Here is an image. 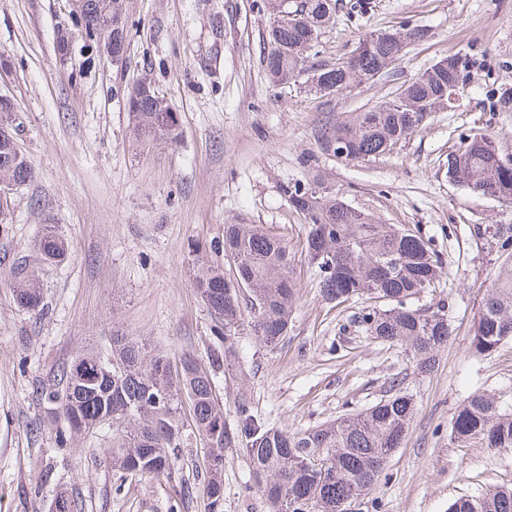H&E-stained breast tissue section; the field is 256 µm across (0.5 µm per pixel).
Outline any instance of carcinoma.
I'll return each mask as SVG.
<instances>
[{
	"instance_id": "cac0c4a2",
	"label": "carcinoma",
	"mask_w": 512,
	"mask_h": 512,
	"mask_svg": "<svg viewBox=\"0 0 512 512\" xmlns=\"http://www.w3.org/2000/svg\"><path fill=\"white\" fill-rule=\"evenodd\" d=\"M112 2V52L125 59L124 0ZM282 0H270L275 25L271 26L266 53V74L283 84L304 71V62L322 31L334 23L336 0H300L288 12L305 14L300 21L281 15ZM419 28L370 33L359 41L357 55L342 70L324 64L313 71L315 88L349 85L388 73L400 59L406 43L423 39ZM436 75L424 71L404 89L407 108L397 109L396 99L364 112H349L318 126L323 151L338 141L354 161L385 154L387 147L409 138L424 124V115L412 107L429 102L443 90L463 80L466 61L456 55ZM127 108L134 110L133 132L143 139H168L177 122L161 126L154 114L169 109L147 82L129 92ZM448 177L481 195L496 193L512 204V160L504 159L487 133L464 138L448 153ZM290 204L308 217L305 251L318 272L317 288L323 300L341 304L370 296L385 304L363 314L367 335L401 345L410 353L415 369L424 374L435 368L436 356L450 335L445 306L428 311L413 300L435 287L442 262L429 241L410 229L381 224L347 205L329 191H316L297 183L284 185ZM477 239L487 236L499 260L493 283L474 323L472 353L488 356L512 338V224H476ZM46 260L65 256V242L46 234L37 242ZM224 260L232 276L220 266H201L194 287L207 308L224 322V331L243 325L244 312L252 314L251 333L266 345L288 333L298 283L288 242L258 224L224 225ZM247 293L240 296L234 282ZM13 292L17 303L31 311L41 303L40 292L30 284L28 266L15 267ZM227 362L222 351L211 354L206 369L192 357L174 363L167 353L143 340L115 330L110 353L93 350L62 367L53 380L37 388L54 420L56 443L70 444L73 437L112 429V470L119 478L149 476L174 478L171 453L190 428L210 448L202 486L209 512H224V449L243 447L253 471L263 479L255 487L270 503L272 512H342L349 498L370 494L388 460L401 447L415 413L412 395L401 391V381H391V395L362 412L303 431L283 433L265 429L251 414L250 403L238 400L239 421L224 419L212 371ZM451 437L458 443L479 442L489 448H512V414L500 410L496 397L474 392L456 408ZM323 457L330 476L318 480L305 461ZM448 512H512V487H492L479 496H462Z\"/></svg>"
}]
</instances>
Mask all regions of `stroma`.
I'll return each mask as SVG.
<instances>
[{"instance_id":"35a3bbf8","label":"stroma","mask_w":512,"mask_h":512,"mask_svg":"<svg viewBox=\"0 0 512 512\" xmlns=\"http://www.w3.org/2000/svg\"><path fill=\"white\" fill-rule=\"evenodd\" d=\"M337 0L336 21L284 85L269 82L264 43L267 0H125L128 49L111 64L73 30L67 0H0V93L18 110V144L34 169L12 196L13 222L0 228V512H51L67 488L73 512H170L181 483L202 485L208 453L186 432L173 454L174 480L118 483L112 436L74 438L58 448L57 425L35 388L77 354L106 350L113 327L177 358L208 360L230 347L229 370L214 376L224 417L237 418L239 393L265 426L285 432L356 414L399 379L416 414L361 512H448L463 495L512 487V448L450 438L455 407L476 391L496 394L512 413V340L488 356L471 352L473 323L498 260L475 243L474 224H512V204L448 178V154L463 136L486 132L512 156V0ZM420 27L390 74L326 96L308 73L348 57L367 33ZM71 32L60 59L58 35ZM462 55L469 72L450 110L388 154L360 162L324 153L316 129L326 117L391 99L438 59ZM151 83L177 114L173 139H136L126 98ZM298 183L338 194L384 224L429 240L442 283L418 305L447 302L452 334L433 372L421 375L405 347L367 336L370 302L333 305L316 285L303 245L309 227L281 188ZM259 224L281 235L299 281L287 335L274 346L220 324L199 298L193 272L224 261V227ZM59 235L66 256L37 257L35 242ZM27 261L43 309L20 307L13 268ZM50 483H41L43 471ZM252 467L224 451V512H269Z\"/></svg>"}]
</instances>
